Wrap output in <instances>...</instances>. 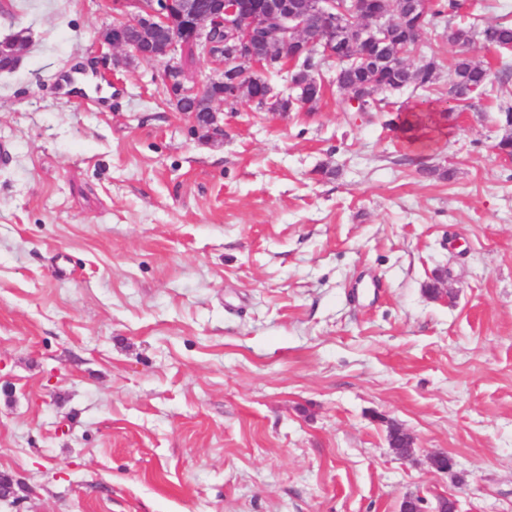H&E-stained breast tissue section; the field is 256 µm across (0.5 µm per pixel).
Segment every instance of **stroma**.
Returning <instances> with one entry per match:
<instances>
[{"mask_svg": "<svg viewBox=\"0 0 512 512\" xmlns=\"http://www.w3.org/2000/svg\"><path fill=\"white\" fill-rule=\"evenodd\" d=\"M112 21L0 0L29 35L0 71V512H512L500 52L469 50L493 94H387L446 113L419 149L329 71L313 111L244 103L209 142L162 64L113 72Z\"/></svg>", "mask_w": 512, "mask_h": 512, "instance_id": "obj_1", "label": "stroma"}]
</instances>
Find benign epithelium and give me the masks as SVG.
<instances>
[{"label":"benign epithelium","mask_w":512,"mask_h":512,"mask_svg":"<svg viewBox=\"0 0 512 512\" xmlns=\"http://www.w3.org/2000/svg\"><path fill=\"white\" fill-rule=\"evenodd\" d=\"M118 21L101 34V44L119 49L113 56L115 68H126L135 59L164 64L161 81L173 103L198 101L209 95L210 103L230 95L238 99L256 84L264 83V74L286 54L288 44L298 42L308 25L309 16L320 17L323 25L320 54L323 61L340 55L351 56L355 44L346 43L336 27V11L353 21L358 17V0H308L303 9L288 0H112ZM388 22L380 17L359 28L360 39L376 49L385 42ZM191 44L202 57L217 66L218 78L198 88H187L174 64L177 49ZM27 42L0 41V54L20 61ZM236 69L237 76L224 87V70ZM287 94L268 87L264 106L271 115H286L280 102ZM211 126L206 138L224 139V124L219 111L209 113Z\"/></svg>","instance_id":"7a95c632"}]
</instances>
